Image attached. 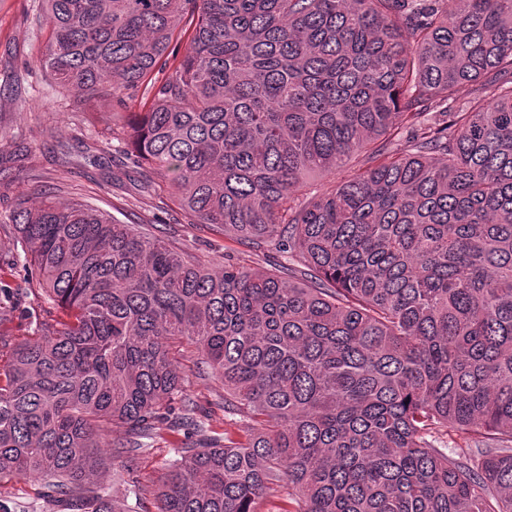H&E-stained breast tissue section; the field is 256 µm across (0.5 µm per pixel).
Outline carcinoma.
I'll list each match as a JSON object with an SVG mask.
<instances>
[{"label": "carcinoma", "instance_id": "1", "mask_svg": "<svg viewBox=\"0 0 512 512\" xmlns=\"http://www.w3.org/2000/svg\"><path fill=\"white\" fill-rule=\"evenodd\" d=\"M44 4L40 66L85 108L153 89L123 127L136 162L291 265L209 267L53 195L0 213L63 313L0 378V477L137 512L130 452L178 409L200 439L173 449L157 512H512V0ZM185 340L240 438L205 437ZM112 423L123 508L98 483ZM450 428L474 436L465 462L434 445Z\"/></svg>", "mask_w": 512, "mask_h": 512}]
</instances>
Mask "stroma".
<instances>
[{"mask_svg":"<svg viewBox=\"0 0 512 512\" xmlns=\"http://www.w3.org/2000/svg\"><path fill=\"white\" fill-rule=\"evenodd\" d=\"M42 12V0H0V212L44 192L98 206L206 264L231 258L267 271L284 263L278 251L251 252L223 229L194 222L161 178L124 151L94 164L98 145L120 129L125 113L138 111L142 96L132 95L121 107L103 99L92 111L79 109L72 94L39 66L49 40L39 21ZM38 279L15 226L0 224V282L8 286L0 294V365L36 325L56 314ZM196 360L194 346H185L184 394L201 403L210 429L223 433L224 382L211 369H197ZM161 433L158 448L138 461L139 479L149 487L159 484L174 449L186 444L183 431L165 427Z\"/></svg>","mask_w":512,"mask_h":512,"instance_id":"obj_1","label":"stroma"}]
</instances>
